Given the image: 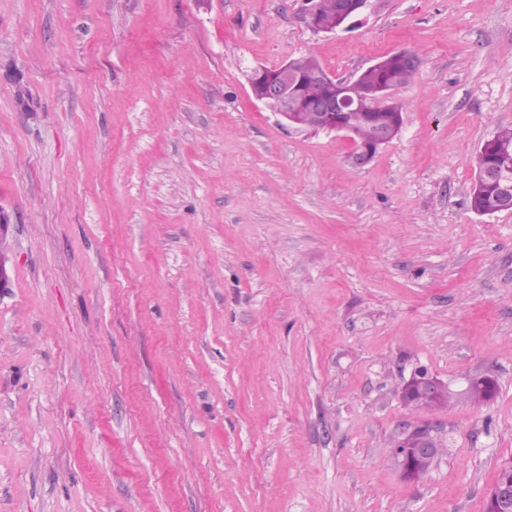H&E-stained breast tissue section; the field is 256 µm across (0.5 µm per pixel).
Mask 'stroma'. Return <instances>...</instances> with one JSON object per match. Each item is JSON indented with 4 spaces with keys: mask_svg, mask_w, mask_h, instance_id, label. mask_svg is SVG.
<instances>
[{
    "mask_svg": "<svg viewBox=\"0 0 512 512\" xmlns=\"http://www.w3.org/2000/svg\"><path fill=\"white\" fill-rule=\"evenodd\" d=\"M303 3L0 0V512H484L512 212L467 195L512 126V0H375L332 33ZM402 50V129L360 169L251 94L258 67L348 80ZM418 366L446 406L404 404ZM427 423L405 480L392 444ZM452 384L444 382L430 373H424L415 367L409 377L404 381L400 394L402 399H406L412 392H419L427 397H434L440 393L454 394L451 388ZM437 441L433 429L429 426L404 428L391 448L392 455L403 464L401 473L410 480L421 477L429 466L430 470L436 456ZM437 447V448H435Z\"/></svg>",
    "mask_w": 512,
    "mask_h": 512,
    "instance_id": "1",
    "label": "stroma"
}]
</instances>
